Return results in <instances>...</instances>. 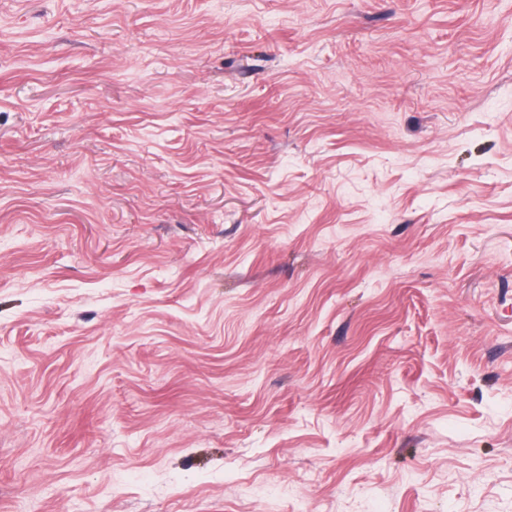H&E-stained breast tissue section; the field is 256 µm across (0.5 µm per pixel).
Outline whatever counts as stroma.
Listing matches in <instances>:
<instances>
[{
  "label": "stroma",
  "mask_w": 512,
  "mask_h": 512,
  "mask_svg": "<svg viewBox=\"0 0 512 512\" xmlns=\"http://www.w3.org/2000/svg\"><path fill=\"white\" fill-rule=\"evenodd\" d=\"M0 512H512V0H0Z\"/></svg>",
  "instance_id": "1"
}]
</instances>
